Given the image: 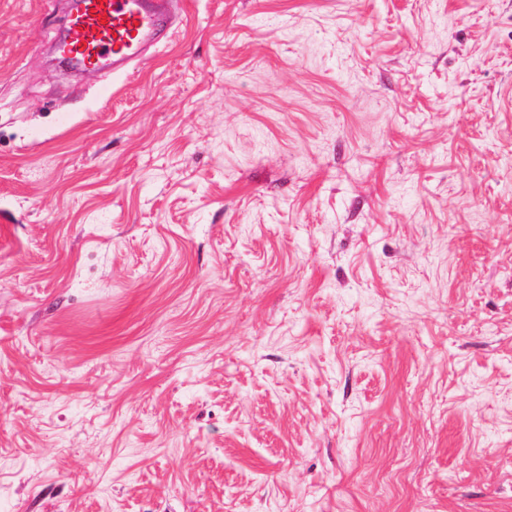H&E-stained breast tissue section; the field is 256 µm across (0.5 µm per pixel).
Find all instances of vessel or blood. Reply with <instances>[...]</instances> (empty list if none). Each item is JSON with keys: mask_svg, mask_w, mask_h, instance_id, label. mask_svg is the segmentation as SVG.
Masks as SVG:
<instances>
[{"mask_svg": "<svg viewBox=\"0 0 512 512\" xmlns=\"http://www.w3.org/2000/svg\"><path fill=\"white\" fill-rule=\"evenodd\" d=\"M163 0H82L69 20L66 58L94 68L104 59L121 66L167 24Z\"/></svg>", "mask_w": 512, "mask_h": 512, "instance_id": "b4317fda", "label": "vessel or blood"}]
</instances>
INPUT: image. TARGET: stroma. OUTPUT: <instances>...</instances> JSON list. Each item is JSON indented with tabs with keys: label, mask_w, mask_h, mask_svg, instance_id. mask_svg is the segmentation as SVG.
<instances>
[{
	"label": "stroma",
	"mask_w": 512,
	"mask_h": 512,
	"mask_svg": "<svg viewBox=\"0 0 512 512\" xmlns=\"http://www.w3.org/2000/svg\"><path fill=\"white\" fill-rule=\"evenodd\" d=\"M0 0V512H512V0H169L60 70Z\"/></svg>",
	"instance_id": "35a3bbf8"
}]
</instances>
